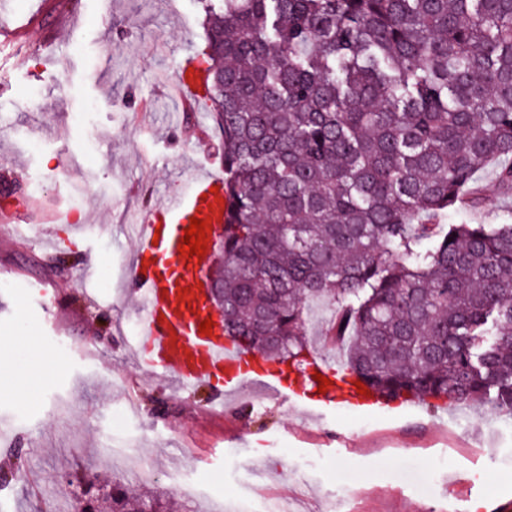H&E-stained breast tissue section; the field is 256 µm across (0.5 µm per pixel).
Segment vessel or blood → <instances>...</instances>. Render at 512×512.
I'll return each mask as SVG.
<instances>
[{
  "instance_id": "vessel-or-blood-1",
  "label": "vessel or blood",
  "mask_w": 512,
  "mask_h": 512,
  "mask_svg": "<svg viewBox=\"0 0 512 512\" xmlns=\"http://www.w3.org/2000/svg\"><path fill=\"white\" fill-rule=\"evenodd\" d=\"M204 81V73L187 61L174 84L182 100L195 102ZM223 184V174L201 170L187 194L167 197L135 220L138 246L130 265L137 271L140 301L137 341L178 388L222 379L241 360L224 339V315L214 297L219 232L229 216L227 199L219 191ZM194 217L210 220L211 230L204 256L189 259L179 248ZM207 319L214 323L212 332L200 334L199 326Z\"/></svg>"
}]
</instances>
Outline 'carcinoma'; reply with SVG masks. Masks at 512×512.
<instances>
[{"label": "carcinoma", "mask_w": 512, "mask_h": 512, "mask_svg": "<svg viewBox=\"0 0 512 512\" xmlns=\"http://www.w3.org/2000/svg\"><path fill=\"white\" fill-rule=\"evenodd\" d=\"M204 101L224 136V335L389 400L512 416V224H447L498 163L512 191V0L205 5ZM280 336L276 342L272 337ZM97 512H169L85 492ZM319 310V312H318ZM327 314L321 309H317L312 318V322L309 326V340L313 346V357H324L330 363L331 368L340 370L344 367V360L347 358L346 352L343 348H336L333 346H328L324 342V336H321L324 328H325V318ZM324 361L322 360H314V365L311 373H309V382L314 385V387L319 388L318 380H315L314 373H321L323 377L328 378V380L332 381V385H328L326 387V392L324 394L327 396V401L333 402H342V403H350V404H372V405H383L384 401L380 399L377 395L367 392V398H363L362 395H359L356 391V387L352 388L345 396L338 397L336 396V380L331 375V369Z\"/></svg>", "instance_id": "carcinoma-1"}]
</instances>
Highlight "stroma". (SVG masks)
I'll use <instances>...</instances> for the list:
<instances>
[{
  "label": "stroma",
  "mask_w": 512,
  "mask_h": 512,
  "mask_svg": "<svg viewBox=\"0 0 512 512\" xmlns=\"http://www.w3.org/2000/svg\"><path fill=\"white\" fill-rule=\"evenodd\" d=\"M200 0H0V469L19 465L10 512H74L69 482L108 476L173 497L177 512H512V425L473 407L397 400L317 414L244 383L173 391L139 362L128 259L134 213L188 192L220 163L203 105L169 90L205 46ZM53 35L43 54L30 46ZM81 53H72V42ZM89 111L87 124L75 113ZM451 224H512L494 168ZM93 260V278L83 276ZM118 286H111V279ZM69 350L60 354L57 337ZM128 411L117 428L110 415ZM260 470L256 491L243 478ZM186 476L199 492L186 497Z\"/></svg>",
  "instance_id": "stroma-1"
}]
</instances>
